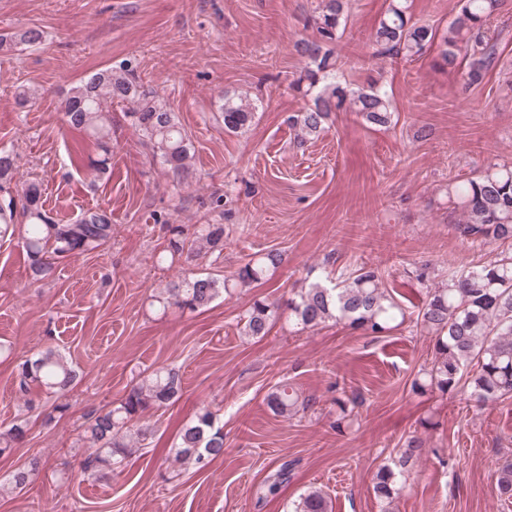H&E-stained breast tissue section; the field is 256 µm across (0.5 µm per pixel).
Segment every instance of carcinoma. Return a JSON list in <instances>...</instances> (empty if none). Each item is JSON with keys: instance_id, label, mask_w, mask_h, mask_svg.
<instances>
[{"instance_id": "1", "label": "carcinoma", "mask_w": 512, "mask_h": 512, "mask_svg": "<svg viewBox=\"0 0 512 512\" xmlns=\"http://www.w3.org/2000/svg\"><path fill=\"white\" fill-rule=\"evenodd\" d=\"M460 2L458 16L439 36L433 28L411 22L405 0H390L374 34L380 53L411 58L435 44L439 65L448 69L463 65L466 84L481 83L497 60L487 24L501 11L504 0ZM343 12V0H320L318 15L314 16L316 37L296 44L307 62L294 86L305 96L314 95L312 106L288 117L301 141L319 135L333 112L344 107L374 127L386 128L393 121L389 98L374 84L353 90L330 83L314 91L320 80L335 71L330 45L339 38ZM41 39L39 29L28 27L0 35V49L31 46ZM116 101L128 105L126 116L151 146L153 157L174 176L184 173L193 157L187 133L175 113L144 89L134 68L127 64L93 74L85 83L73 87L63 101L67 123L83 130L101 151L95 169L103 173L109 168L111 107ZM219 111L223 114L224 132L237 134L253 122L257 105L246 97H226ZM17 175L15 155L0 149V192L9 195L7 205H0V237L13 236L16 221L23 223L21 243L33 282L50 278L57 261L96 251L112 241L110 213L88 210L74 223L60 224L45 208L42 184L35 179L21 183L19 201H14L11 184L17 182ZM446 195L448 203L459 212L455 224L458 237L471 246L495 244L501 251L467 269L448 268V279L439 286L428 283L426 269L417 271L416 279L427 284V293L416 324L431 335L432 355L428 366L412 381L411 391H436L443 396L459 393L468 402L484 407L512 396V165L489 164L475 178L449 183ZM164 230L163 248L155 255L160 267H170L180 260L190 263L202 255L224 250L222 224H195L191 229L183 224H166ZM282 262V254L272 249L250 259L230 276L190 271L159 288L153 303L162 310H202L234 288L260 281ZM284 314L303 330L332 321L371 336L392 331L397 320L405 318L404 309L383 286L378 270L367 265L342 273L327 285L313 283L284 306L266 297L254 299L240 319L241 333L262 338ZM16 371L25 407L34 406L26 395L35 388L53 401L52 411L61 415L68 412L70 404L63 397L74 385L77 374L58 349L48 348L19 360ZM181 390L179 370L159 365L139 375L118 405L88 414L84 438L93 449L84 458L82 471L107 477L121 460L141 450L150 434L149 428L141 424L142 419L150 411L175 402ZM265 402L273 414L285 418L312 407V399L299 394L287 382L272 387ZM27 434L24 419L0 430V455L11 452ZM424 448L423 437L413 435L390 463L378 470L373 485L378 499L390 502L400 493ZM223 455L224 430L217 413L202 407L193 420L179 429L174 461L181 467L203 468ZM40 468V459H31L27 467L14 472L8 483H0V493L23 490L39 475ZM496 487L500 498L512 499L511 462L498 469ZM294 512H328L327 499L321 491L310 490L299 497Z\"/></svg>"}]
</instances>
